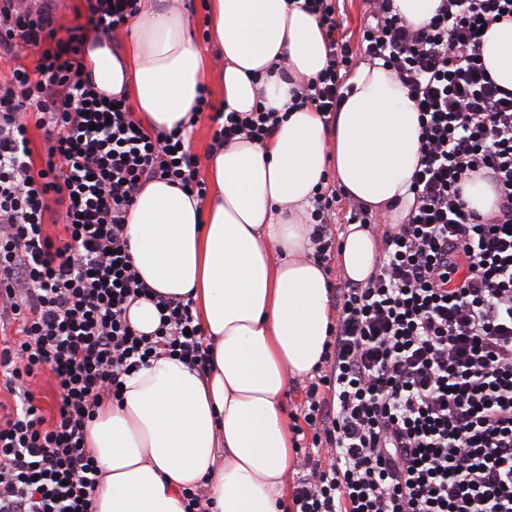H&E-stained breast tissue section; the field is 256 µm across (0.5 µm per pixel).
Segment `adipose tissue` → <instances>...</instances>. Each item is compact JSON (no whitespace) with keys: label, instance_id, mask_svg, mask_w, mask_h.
Here are the masks:
<instances>
[{"label":"adipose tissue","instance_id":"adipose-tissue-1","mask_svg":"<svg viewBox=\"0 0 512 512\" xmlns=\"http://www.w3.org/2000/svg\"><path fill=\"white\" fill-rule=\"evenodd\" d=\"M209 39L223 59L224 109L257 103L284 114L272 139L215 145L206 199L162 179L131 208L132 262L160 294L192 298L209 346L201 373L162 356L126 377L120 401L103 400L86 427L100 467L96 512H184L202 487L213 512H289L296 473L289 380L323 360L336 309L311 256V200L327 176L390 224L413 202L418 112L388 69L361 65L330 122L292 108L295 82L316 78L326 47L316 17L288 0H208ZM182 0H142L125 50L89 46L85 71L98 93L134 97L147 129L188 121L207 77ZM482 61L512 91V20L490 25ZM374 234L349 225L339 264L353 282L374 268Z\"/></svg>","mask_w":512,"mask_h":512}]
</instances>
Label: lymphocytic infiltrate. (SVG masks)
Returning a JSON list of instances; mask_svg holds the SVG:
<instances>
[{
  "label": "lymphocytic infiltrate",
  "instance_id": "lymphocytic-infiltrate-1",
  "mask_svg": "<svg viewBox=\"0 0 512 512\" xmlns=\"http://www.w3.org/2000/svg\"><path fill=\"white\" fill-rule=\"evenodd\" d=\"M363 54L343 37L338 0H303L325 35L327 63L300 83L295 106L331 118L361 61L381 60L419 112L420 158L406 220L383 237L367 281L337 291L339 317L306 390L303 420L331 460L307 457L294 512H512V91L481 62V27L512 19V0H440L409 29L391 0H367ZM139 0H89L86 24L58 32L27 0L0 7V46H33V67L0 79V512H95L100 468L84 430L131 369L168 355L209 361L191 299L154 291L130 258L127 215L154 178L205 197L186 131L149 133L126 98L97 93L84 45L127 23ZM48 143L35 165L29 122ZM279 116L228 112L218 142L269 138ZM492 184L487 212L465 184ZM337 190L313 197L312 243L329 255ZM65 208V238L45 230ZM152 301L154 334L126 313ZM56 379L46 425L31 389Z\"/></svg>",
  "mask_w": 512,
  "mask_h": 512
}]
</instances>
